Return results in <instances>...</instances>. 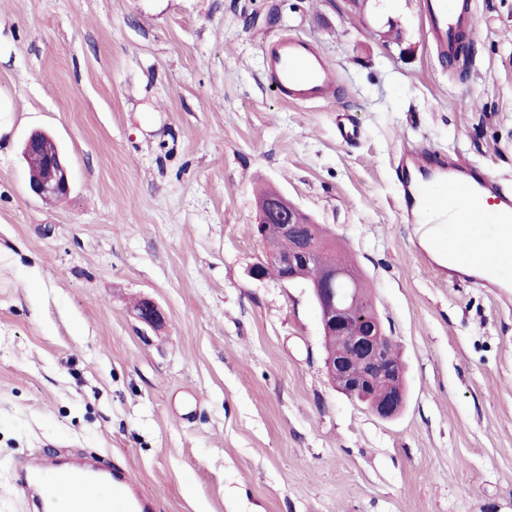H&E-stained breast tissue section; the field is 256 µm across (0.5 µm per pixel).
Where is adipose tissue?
Wrapping results in <instances>:
<instances>
[{"instance_id":"obj_1","label":"adipose tissue","mask_w":512,"mask_h":512,"mask_svg":"<svg viewBox=\"0 0 512 512\" xmlns=\"http://www.w3.org/2000/svg\"><path fill=\"white\" fill-rule=\"evenodd\" d=\"M417 233L420 247L443 269L512 285V224H452L444 240L426 224Z\"/></svg>"}]
</instances>
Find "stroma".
I'll return each instance as SVG.
<instances>
[{
	"mask_svg": "<svg viewBox=\"0 0 512 512\" xmlns=\"http://www.w3.org/2000/svg\"><path fill=\"white\" fill-rule=\"evenodd\" d=\"M469 12L461 76L419 0H0V512H24L15 466L45 447L128 468L153 512H512V296L439 274L396 174L423 145L512 192V0ZM281 34L335 68L331 100L275 94ZM36 131L66 198L28 190ZM264 188L361 273L405 366L398 418L330 382L309 289L252 277Z\"/></svg>",
	"mask_w": 512,
	"mask_h": 512,
	"instance_id": "stroma-1",
	"label": "stroma"
}]
</instances>
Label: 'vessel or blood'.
Returning <instances> with one entry per match:
<instances>
[{
	"label": "vessel or blood",
	"instance_id": "b4317fda",
	"mask_svg": "<svg viewBox=\"0 0 512 512\" xmlns=\"http://www.w3.org/2000/svg\"><path fill=\"white\" fill-rule=\"evenodd\" d=\"M429 32L447 50L461 29L451 0H422ZM265 72L280 96L293 103L332 97L337 76L313 44L301 36L279 37L263 47ZM404 202L418 200L435 224H512V194L488 175H475L457 159L440 160L424 148L403 150L398 164ZM486 197V210L471 204ZM26 512H150V500L129 476L78 459L61 466L43 452L25 462L16 485Z\"/></svg>",
	"mask_w": 512,
	"mask_h": 512
}]
</instances>
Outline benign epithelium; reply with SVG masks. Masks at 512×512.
Here are the masks:
<instances>
[{
  "label": "benign epithelium",
  "mask_w": 512,
  "mask_h": 512,
  "mask_svg": "<svg viewBox=\"0 0 512 512\" xmlns=\"http://www.w3.org/2000/svg\"><path fill=\"white\" fill-rule=\"evenodd\" d=\"M24 151L44 158L41 169L29 180L34 195L51 198L69 194V171L52 137L35 133L27 139ZM304 224L306 214L278 191L270 193L265 210L256 220L260 239L276 234L292 241V248L276 258L285 271V283L294 278L299 267L317 263L326 246L325 236L307 233ZM346 276V267L338 263L325 270L311 288L319 304L323 333L342 338L341 347L325 360L329 378L342 393L364 403L377 417L393 419L406 403L403 373L387 355L388 348L394 345L393 337L378 322L365 323L349 316L351 301L337 288ZM136 317L155 326L163 320V313L153 301L145 300L136 308Z\"/></svg>",
  "instance_id": "1"
}]
</instances>
